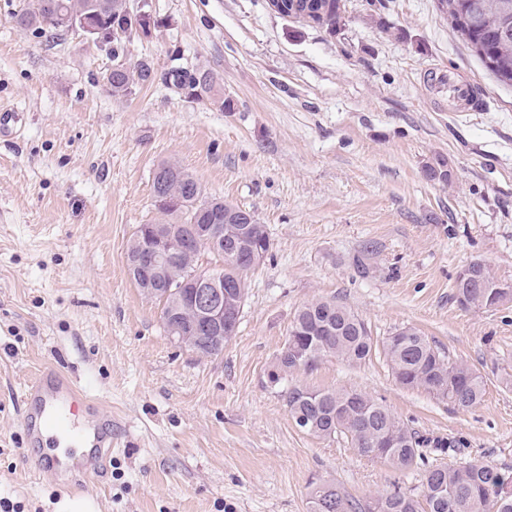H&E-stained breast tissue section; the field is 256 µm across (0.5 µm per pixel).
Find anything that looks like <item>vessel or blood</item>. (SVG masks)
<instances>
[{
  "label": "vessel or blood",
  "mask_w": 512,
  "mask_h": 512,
  "mask_svg": "<svg viewBox=\"0 0 512 512\" xmlns=\"http://www.w3.org/2000/svg\"><path fill=\"white\" fill-rule=\"evenodd\" d=\"M28 402L22 425L28 445H41L45 436L55 434L82 436L78 418L94 404L93 399L70 376L50 365L24 388ZM93 451L79 465L84 479L102 478L112 454V415L104 413L91 440Z\"/></svg>",
  "instance_id": "b4317fda"
}]
</instances>
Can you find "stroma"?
Returning <instances> with one entry per match:
<instances>
[{"label": "stroma", "mask_w": 512, "mask_h": 512, "mask_svg": "<svg viewBox=\"0 0 512 512\" xmlns=\"http://www.w3.org/2000/svg\"><path fill=\"white\" fill-rule=\"evenodd\" d=\"M368 2L345 0L332 36L265 0H149L160 26L128 56L156 80L119 100L95 45L20 30L21 0H0V106L22 117L0 137V502L12 512H69L78 499L92 512H307L319 482L362 501L419 487V474L298 429L269 383L295 311L315 297L351 307L380 343L417 329L476 369L485 394L448 406L400 386L380 353L323 359L286 385L367 393L420 435L457 441L428 450L430 464L512 473V302L465 310L452 298L476 259L512 282V86L435 0H380L376 14ZM174 66L209 73L210 90L180 96L163 81ZM450 71L483 93L482 111L449 100L438 79ZM440 157L444 182L425 173ZM165 161L253 211L272 243L212 358L169 336L161 304L127 274ZM54 362L112 413L100 482L31 462L22 389Z\"/></svg>", "instance_id": "stroma-1"}]
</instances>
